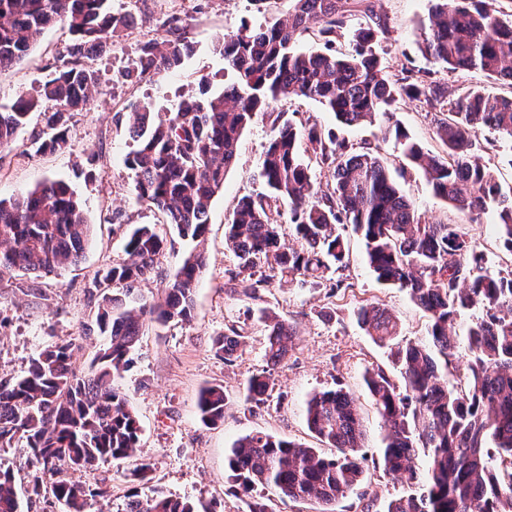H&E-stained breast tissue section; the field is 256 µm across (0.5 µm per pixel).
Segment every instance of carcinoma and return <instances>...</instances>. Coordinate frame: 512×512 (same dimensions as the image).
<instances>
[{"mask_svg":"<svg viewBox=\"0 0 512 512\" xmlns=\"http://www.w3.org/2000/svg\"><path fill=\"white\" fill-rule=\"evenodd\" d=\"M422 53L450 72L478 71L512 82V18L496 15L491 0H433ZM348 0H290L286 14L259 28L241 26L217 45L224 69L235 73L222 91L202 79L199 92L160 116L145 108L130 116L133 148L125 162L136 177L138 200L162 211L182 238L199 240L209 224L210 204L237 162L238 141L254 118L281 98L313 99L336 120L352 126L389 115L404 96L424 97L435 112L443 151L431 154L400 129L395 138L409 163L423 172L434 194L456 210H493L502 249L512 256V191L502 190L492 170L474 157L476 134L496 133L512 140V97L471 89L448 98L431 72L414 80L394 79L376 51L382 26L357 29L351 49L333 47L346 26ZM62 23L71 35L53 77L13 104L0 107V150L12 147L30 114L43 116L47 132L32 142L37 153H54L67 143L70 114L90 102L98 72L85 62L88 52L104 53L134 23L115 14L109 0H0V69L19 62L50 25ZM320 25L324 48H296L312 25ZM164 37L144 42L126 79L179 66L193 52L187 26L178 16L162 23ZM331 173L332 191L314 189L303 146ZM263 191L243 198L227 224L225 240L236 257L227 270L230 291L250 300L273 278L300 288L335 291L342 281L331 274L347 266L344 231L352 226L365 245L369 267L379 283L400 288L428 318L423 342L397 341L396 317L376 301L356 308L357 322L382 345L396 348L400 382L380 367L364 374L367 391L384 422L379 449L386 473L416 489L391 500L386 512H512V268L484 274V254L460 224H427L371 148L356 151L334 131L312 124L299 130L277 113L273 135L258 167ZM288 206L299 248L281 245L278 207ZM92 235L70 185L46 180L10 199H0V274L22 271L20 290L44 295L38 279L76 263ZM167 246L153 224H138L125 244L126 258L96 274L87 285L96 300L95 326L106 337L95 352L90 373L73 367L74 346L57 342L33 358L19 377L0 378V449L24 439L26 468L32 473L27 499L49 490L65 512H85L90 498L108 500L106 486L86 489L63 476L124 461L139 446L141 429L128 400L114 386L132 363L144 319L160 323L191 317L193 292L205 267L203 252L189 253L156 301L144 300L140 285L159 270ZM481 316L463 333L460 314ZM265 355L277 365L293 349L296 330L276 313L262 309ZM243 329L235 326L215 343V353L232 361ZM469 357L455 363L459 340ZM272 374L251 375L243 399L252 410L266 405ZM229 394L221 385L204 388L197 408L201 421H224ZM306 423L320 441L337 449L332 456L302 443L256 431L239 438L227 460L242 512H275L257 499V487L294 502L315 501L322 512L363 480L357 456L365 435L355 400L339 388L312 395ZM427 450L428 469L415 466L418 449ZM150 466L131 473L125 512H213L179 496L143 498L138 484ZM0 512H23L13 470L0 466Z\"/></svg>","mask_w":512,"mask_h":512,"instance_id":"1","label":"carcinoma"}]
</instances>
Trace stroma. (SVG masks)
Here are the masks:
<instances>
[{"label": "stroma", "instance_id": "stroma-1", "mask_svg": "<svg viewBox=\"0 0 512 512\" xmlns=\"http://www.w3.org/2000/svg\"><path fill=\"white\" fill-rule=\"evenodd\" d=\"M369 2L370 10L353 12L347 26L337 32L336 50L348 51L354 31L379 20L385 32L378 50L393 77L430 68L420 42L432 0ZM288 5V0H111L112 11L132 12L136 25L114 40L107 55L95 60L99 82L87 108L72 114L66 147L53 154L30 151L31 140L43 129L42 118L35 112L13 148L0 152V198L59 178L75 190L92 225L82 259L42 279L43 300L21 292L23 273L0 275L1 377L23 374L32 358L61 340L74 343L76 370L89 372L93 354L104 339L86 330L95 305L85 287L99 270L124 258L132 225H156L174 243L161 258L159 276L141 286L145 297L160 295L194 243L179 237L161 211L137 201L135 174L125 163L132 148L128 116L146 103L161 113L172 110L181 96L197 93L204 76L216 91L233 83L235 76L225 70L216 49L218 41L241 25L272 22L287 12ZM171 15L187 19L193 54L178 69L136 82L125 80L122 73L138 57L141 44L161 38L160 24ZM70 39L66 27L49 28L21 61L0 71V104L11 103L48 78ZM272 109L286 113L300 128L315 124L334 129L338 138L354 148L379 147L383 161L423 221L461 224L484 253L487 274H498L512 264L499 245L492 215L470 221L437 197L424 175L404 159L393 135L397 127L425 150L441 151L434 118L423 99H400L392 118L380 116L373 124L349 127L337 124L332 113L309 99L283 98ZM270 135L268 117L255 118L240 138L237 165L212 200L203 244L207 263L194 293L190 320L146 323L132 364L117 380L139 421L140 446L134 458L125 462L108 461L96 470L72 473V480L87 487L105 485L112 491L108 506L93 499L86 512H124L127 474L142 460L151 465L147 481L139 487L142 496L162 492L202 501L216 512H240L242 504L232 491L226 469L235 442L250 432L263 431L318 447L307 428L305 405L312 394L336 388L356 398L366 431L365 446L358 451L366 478L340 500L336 512H385L390 500L410 490L405 481L386 474L378 463L383 422L363 381L366 370L377 366L399 378L400 367L389 347L376 343L358 326L354 311L360 300L379 301L396 315L401 339L414 342L424 340L427 318L406 292L377 281L358 235L350 237L349 263L339 273L344 286L334 294L284 282L262 290L260 307L293 322L297 336L293 350L273 372L275 386L266 406L250 411L241 396L247 379L266 366L265 324L251 312V300L231 294L226 286L224 272L234 268L236 258L225 245L224 230L238 201L260 190L256 167ZM476 155L495 170L503 187H512V142L480 133ZM233 324L244 325L245 332L236 360L228 364L216 355L214 343ZM214 384L224 385L230 403L223 424L207 426L200 420L197 399L204 387Z\"/></svg>", "mask_w": 512, "mask_h": 512}]
</instances>
